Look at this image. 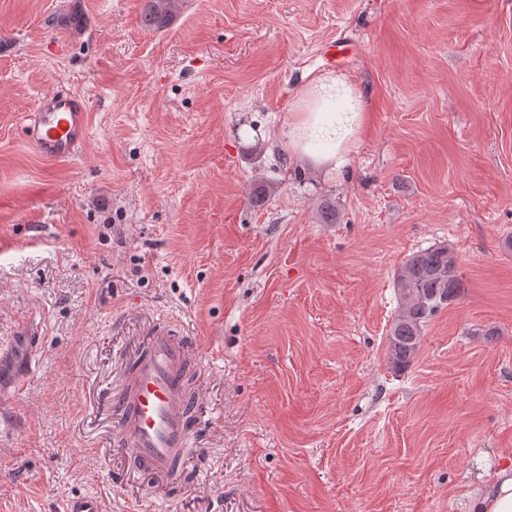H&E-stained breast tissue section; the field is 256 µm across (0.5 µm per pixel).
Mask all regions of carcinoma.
Wrapping results in <instances>:
<instances>
[{"instance_id": "obj_1", "label": "carcinoma", "mask_w": 512, "mask_h": 512, "mask_svg": "<svg viewBox=\"0 0 512 512\" xmlns=\"http://www.w3.org/2000/svg\"><path fill=\"white\" fill-rule=\"evenodd\" d=\"M181 6L182 0H143L142 25L149 30H161ZM394 285L399 306L387 335L386 351L392 367L401 371L417 354L424 324L457 297L462 282L456 258L442 245L409 256L395 273Z\"/></svg>"}]
</instances>
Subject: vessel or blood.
<instances>
[{"label": "vessel or blood", "mask_w": 512, "mask_h": 512, "mask_svg": "<svg viewBox=\"0 0 512 512\" xmlns=\"http://www.w3.org/2000/svg\"><path fill=\"white\" fill-rule=\"evenodd\" d=\"M88 106L75 94H43L25 125V138L42 158L65 161L87 135ZM196 348L169 323H156L123 374L109 403L118 426L117 444L135 470L171 484L192 446L194 427L205 416L201 390L188 372Z\"/></svg>", "instance_id": "1"}]
</instances>
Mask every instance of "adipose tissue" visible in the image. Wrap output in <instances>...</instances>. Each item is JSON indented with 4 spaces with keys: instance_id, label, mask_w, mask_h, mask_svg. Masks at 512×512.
Here are the masks:
<instances>
[{
    "instance_id": "obj_1",
    "label": "adipose tissue",
    "mask_w": 512,
    "mask_h": 512,
    "mask_svg": "<svg viewBox=\"0 0 512 512\" xmlns=\"http://www.w3.org/2000/svg\"><path fill=\"white\" fill-rule=\"evenodd\" d=\"M365 104L354 81L328 73L298 93L284 132L285 145L298 160L333 173L342 170L361 138ZM470 512H512V463L472 498Z\"/></svg>"
}]
</instances>
